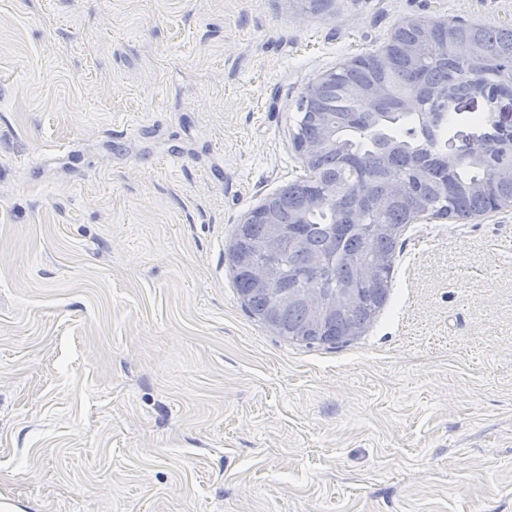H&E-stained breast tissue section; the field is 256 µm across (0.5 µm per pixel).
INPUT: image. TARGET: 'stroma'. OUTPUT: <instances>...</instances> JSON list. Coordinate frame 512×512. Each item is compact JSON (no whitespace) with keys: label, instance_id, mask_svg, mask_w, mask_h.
I'll return each instance as SVG.
<instances>
[{"label":"stroma","instance_id":"1","mask_svg":"<svg viewBox=\"0 0 512 512\" xmlns=\"http://www.w3.org/2000/svg\"><path fill=\"white\" fill-rule=\"evenodd\" d=\"M512 0H0V500L16 512H512V208L410 224L369 330L232 283L307 175L306 87Z\"/></svg>","mask_w":512,"mask_h":512}]
</instances>
